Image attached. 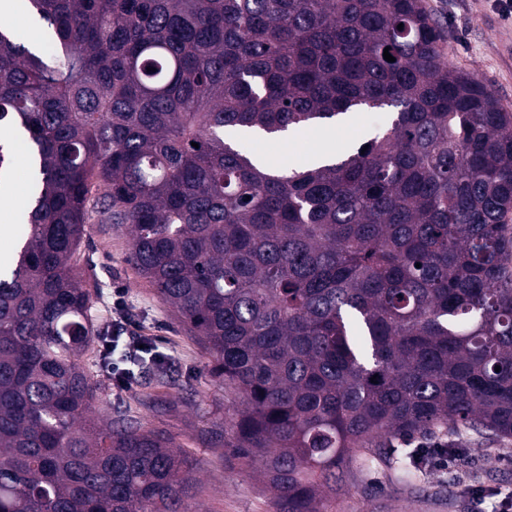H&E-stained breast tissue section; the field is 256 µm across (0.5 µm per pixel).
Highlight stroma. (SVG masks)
<instances>
[{
  "instance_id": "stroma-1",
  "label": "stroma",
  "mask_w": 512,
  "mask_h": 512,
  "mask_svg": "<svg viewBox=\"0 0 512 512\" xmlns=\"http://www.w3.org/2000/svg\"><path fill=\"white\" fill-rule=\"evenodd\" d=\"M441 24L452 46L453 63L474 75L512 112V66L505 61L512 45V23L493 0H422ZM389 123L387 113L360 112L333 130L337 148L359 146ZM323 129L245 143L253 153L288 164L305 160L326 144ZM129 229L123 224H92L81 247L80 278L89 290L98 323L112 311V290L122 288L139 314L143 331L161 337L167 354L163 372L138 377L127 389L102 381L99 398L113 413L140 418L149 429L167 431L182 447L195 478L194 512H272L271 494L253 473L230 456L234 421L241 398L210 375L211 359L189 336L173 309L164 303L127 261ZM345 481L327 512H476L470 489L487 490L486 507L512 492V438H474L470 448L448 465L426 475L411 473L395 460L371 451L352 452Z\"/></svg>"
}]
</instances>
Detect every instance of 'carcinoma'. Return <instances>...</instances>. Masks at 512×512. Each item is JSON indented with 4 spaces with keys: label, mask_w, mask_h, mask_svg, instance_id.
Segmentation results:
<instances>
[{
    "label": "carcinoma",
    "mask_w": 512,
    "mask_h": 512,
    "mask_svg": "<svg viewBox=\"0 0 512 512\" xmlns=\"http://www.w3.org/2000/svg\"><path fill=\"white\" fill-rule=\"evenodd\" d=\"M26 6L48 52L0 22V180L10 134L32 166L0 275V512H191L175 438L97 408L82 363L95 218L130 226L129 263L242 398L233 455L274 512H325L377 437H512V113L421 0ZM362 109L390 125L325 166L239 144Z\"/></svg>",
    "instance_id": "cac0c4a2"
}]
</instances>
